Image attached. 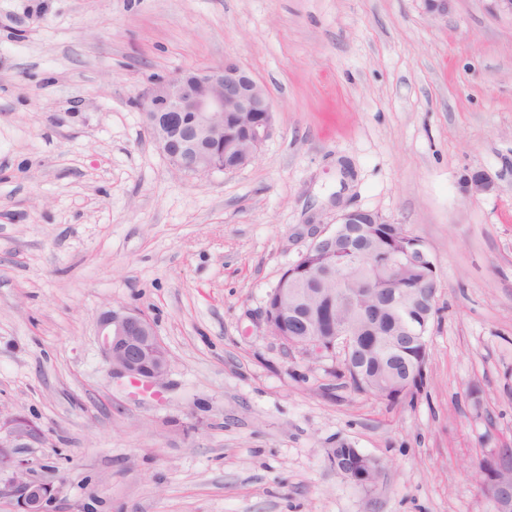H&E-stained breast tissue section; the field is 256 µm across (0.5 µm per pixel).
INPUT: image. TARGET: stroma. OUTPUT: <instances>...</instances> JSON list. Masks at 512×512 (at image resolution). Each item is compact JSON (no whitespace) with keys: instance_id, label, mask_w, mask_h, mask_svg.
<instances>
[{"instance_id":"obj_1","label":"stroma","mask_w":512,"mask_h":512,"mask_svg":"<svg viewBox=\"0 0 512 512\" xmlns=\"http://www.w3.org/2000/svg\"><path fill=\"white\" fill-rule=\"evenodd\" d=\"M231 59L274 132L233 172L176 174L147 85ZM482 170L493 188L465 192ZM437 266L420 388L355 391L262 324L344 209ZM137 309L170 355L114 378L98 320ZM45 512H492L472 478L512 448V19L489 0H0V418ZM378 458L363 490L330 468Z\"/></svg>"}]
</instances>
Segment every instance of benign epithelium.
Segmentation results:
<instances>
[{
    "instance_id": "benign-epithelium-1",
    "label": "benign epithelium",
    "mask_w": 512,
    "mask_h": 512,
    "mask_svg": "<svg viewBox=\"0 0 512 512\" xmlns=\"http://www.w3.org/2000/svg\"><path fill=\"white\" fill-rule=\"evenodd\" d=\"M451 2L423 0L425 11L436 18L448 16ZM138 107L171 168L186 177L246 166L274 131L273 105L267 90L230 59L217 66L179 72L148 86L139 95ZM226 112L246 113L249 121L245 125L235 121L226 125ZM465 184L475 194L492 188L491 179L483 171L471 173ZM372 223L368 210H345L336 216L331 231L315 236L308 252L333 255L338 247L359 252L364 244V225ZM371 261L377 271L400 273L413 267L423 279L437 281L435 262L418 240L400 250L377 247ZM390 304L401 310L399 333L411 337L413 344L427 346L433 308L406 293L392 296ZM99 326L111 375L148 383L164 380L170 366L169 353L145 313L110 310L101 316ZM355 345L352 330L338 324L329 345H323L315 331L297 345V352L320 361L337 350L347 353ZM41 441V432L21 416L0 422V471L11 473L8 487L19 498L22 512H43L51 489L27 478L26 463L14 460L8 449ZM328 462L339 477L357 487L372 489L379 479V473L366 464L355 470L344 469L332 452L328 453Z\"/></svg>"
}]
</instances>
